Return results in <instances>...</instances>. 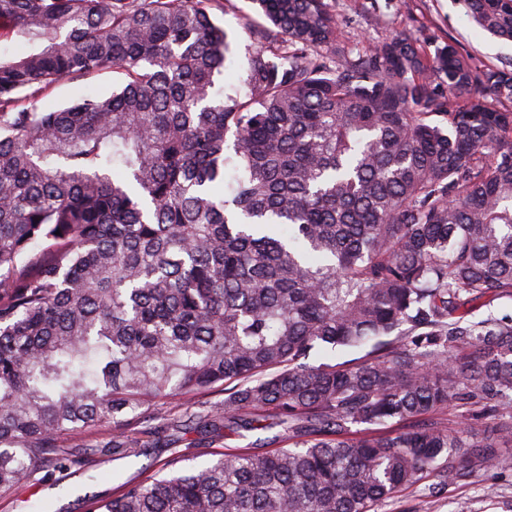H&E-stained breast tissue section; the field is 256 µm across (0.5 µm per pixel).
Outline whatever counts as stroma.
I'll list each match as a JSON object with an SVG mask.
<instances>
[{"label": "stroma", "mask_w": 512, "mask_h": 512, "mask_svg": "<svg viewBox=\"0 0 512 512\" xmlns=\"http://www.w3.org/2000/svg\"><path fill=\"white\" fill-rule=\"evenodd\" d=\"M407 10H396L391 0H332L336 20L345 39H377L382 35L409 28L425 42L427 50L437 44L455 41L477 66L512 63V42L481 31L455 0H408ZM118 75L108 71L82 80L65 79L55 85L40 105L59 107L81 92L110 91ZM190 467L211 459L221 449L244 448L258 438L254 432H225L218 441H210L193 430L167 431ZM87 441L93 450L78 464L49 468L37 474L35 481L21 482L11 492L0 495V512H28L30 503L54 500L61 512H84L88 497L107 499L118 495L120 484L137 475L141 468L157 470L169 457L167 447L151 448L139 457L113 459L112 451L98 447V434ZM498 467L479 472L472 479L444 482L431 476L405 488L383 504L380 512H512V446L501 449Z\"/></svg>", "instance_id": "35a3bbf8"}]
</instances>
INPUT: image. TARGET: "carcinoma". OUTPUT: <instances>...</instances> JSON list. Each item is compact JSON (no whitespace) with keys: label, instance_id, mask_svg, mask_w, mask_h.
Instances as JSON below:
<instances>
[{"label":"carcinoma","instance_id":"1","mask_svg":"<svg viewBox=\"0 0 512 512\" xmlns=\"http://www.w3.org/2000/svg\"><path fill=\"white\" fill-rule=\"evenodd\" d=\"M461 2L512 41V0ZM252 3L240 91L215 83L224 0H0L25 47L0 54L1 494L79 462L64 436L139 456L175 397L216 440L281 431L90 512H374L512 440V317L471 318L512 298V64ZM451 404L463 422L425 419ZM119 76L118 73L111 70L88 79H64L55 85L53 90L39 102V105L41 108L56 109L83 91L97 93L110 91L112 90V84Z\"/></svg>","mask_w":512,"mask_h":512}]
</instances>
